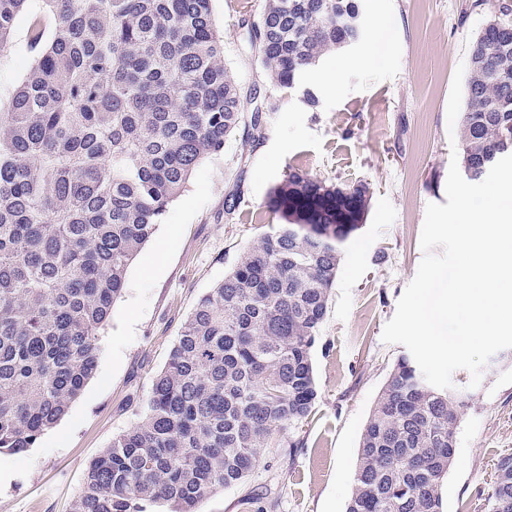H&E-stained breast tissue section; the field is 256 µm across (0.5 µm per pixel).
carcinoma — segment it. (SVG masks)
<instances>
[{"label":"carcinoma","instance_id":"1","mask_svg":"<svg viewBox=\"0 0 512 512\" xmlns=\"http://www.w3.org/2000/svg\"><path fill=\"white\" fill-rule=\"evenodd\" d=\"M364 0H265L246 39L267 81L318 98L309 74L363 35ZM498 5L471 47L461 167L481 179L512 154V22ZM0 453H20L92 378L127 269L195 168L242 126L212 0H0ZM252 112L247 137L264 138ZM331 183L290 168L261 204L284 220L201 296L137 423L86 468L71 512H197L243 482L319 392L312 350L347 241ZM465 399L403 356L364 424L346 512H444ZM488 512H512V455Z\"/></svg>","mask_w":512,"mask_h":512}]
</instances>
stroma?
<instances>
[{"label":"stroma","instance_id":"stroma-1","mask_svg":"<svg viewBox=\"0 0 512 512\" xmlns=\"http://www.w3.org/2000/svg\"><path fill=\"white\" fill-rule=\"evenodd\" d=\"M492 0H365L355 47L327 55L310 84L319 103L273 88L241 39L264 0H213L224 61L246 112L253 94L275 109L265 137L235 135L206 158L130 264L126 286L99 335L93 378L33 448L0 453V512H70L87 463L131 428L199 297L223 280L269 223L257 212L291 167L333 183H370L365 224L347 242L329 313L313 351L319 398L296 431L300 448H269L244 483L217 490L198 512H345L357 445L380 389L408 350L383 342L385 324L423 257L427 204L445 203L450 163L447 103ZM373 52L377 61L365 63ZM240 203L225 215L224 198ZM452 376L465 395L457 453L443 485L444 512H487L485 495L501 456L512 454V348L496 353L477 387Z\"/></svg>","mask_w":512,"mask_h":512}]
</instances>
